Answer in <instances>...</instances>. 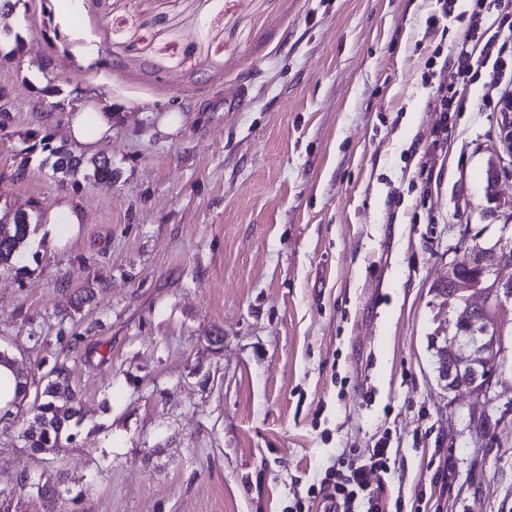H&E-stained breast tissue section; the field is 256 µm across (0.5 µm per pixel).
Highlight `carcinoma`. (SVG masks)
Masks as SVG:
<instances>
[{
    "mask_svg": "<svg viewBox=\"0 0 512 512\" xmlns=\"http://www.w3.org/2000/svg\"><path fill=\"white\" fill-rule=\"evenodd\" d=\"M41 150L53 158L52 169L61 175V182L78 183V176L96 180L112 179V161L100 156L86 158L76 155L66 146H55L52 138L46 134L38 139ZM30 216L25 212H16L6 224L0 223V270H23V246L29 233ZM56 341L60 345L49 371H42L41 365L27 371L16 366V360L8 351L0 350V364L8 366L22 391L15 394L10 405L20 406L30 400V411L34 413L36 425L20 432L24 447L32 453L58 454L71 444L75 436L67 432L69 423L79 417L80 407L76 391L72 388L67 375L66 361L69 353L77 349L78 337L66 327H60ZM65 482V473L56 471L47 478L33 479L20 470L6 479L13 487L28 488L41 497L47 512H61V486Z\"/></svg>",
    "mask_w": 512,
    "mask_h": 512,
    "instance_id": "obj_1",
    "label": "carcinoma"
}]
</instances>
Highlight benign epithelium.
Wrapping results in <instances>:
<instances>
[{"mask_svg": "<svg viewBox=\"0 0 512 512\" xmlns=\"http://www.w3.org/2000/svg\"><path fill=\"white\" fill-rule=\"evenodd\" d=\"M503 120L498 127L497 138L502 153L512 159V97L502 101ZM512 226L502 225L503 236L496 245L481 255V266L495 278L492 288L482 286V276L459 274L455 267L471 263L477 249L467 247L463 242L456 250V256L448 262V276L443 283L448 295L441 301L448 306V316L460 317L468 331L481 332L482 340L470 341L459 336L449 344L437 347L439 363L435 364L438 381L448 392L467 390L480 394L492 385L500 363L503 337L491 335L492 330L512 323V297H504L499 288H512V277L502 275L503 268L512 264L508 251L512 239L505 233Z\"/></svg>", "mask_w": 512, "mask_h": 512, "instance_id": "7a95c632", "label": "benign epithelium"}]
</instances>
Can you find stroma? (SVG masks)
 Returning a JSON list of instances; mask_svg holds the SVG:
<instances>
[{"label":"stroma","mask_w":512,"mask_h":512,"mask_svg":"<svg viewBox=\"0 0 512 512\" xmlns=\"http://www.w3.org/2000/svg\"><path fill=\"white\" fill-rule=\"evenodd\" d=\"M436 7L81 0L80 63L37 0L0 17V216L39 217L25 270L0 274V348L33 367L67 316L83 408L58 455L0 430V473L64 469L76 512H288L385 439V505L441 468L425 512H512V331L485 394L444 391L429 347L451 247L512 220V175L485 193L512 83L478 68L422 181L450 80L426 61L467 31L428 30ZM90 100L118 114L112 178L60 183L30 135L68 144ZM65 204L83 222L59 242L42 219ZM457 91L454 89L453 84L443 85L439 84L433 98L428 101L427 106L433 112H440V123L436 131L435 139L431 143V150L425 153L427 161L424 162L418 171V176L426 182L431 178V170L428 169V164L432 160L433 155L438 152L444 140L447 139L448 132V113L459 111L458 100H456Z\"/></svg>","instance_id":"obj_1"}]
</instances>
